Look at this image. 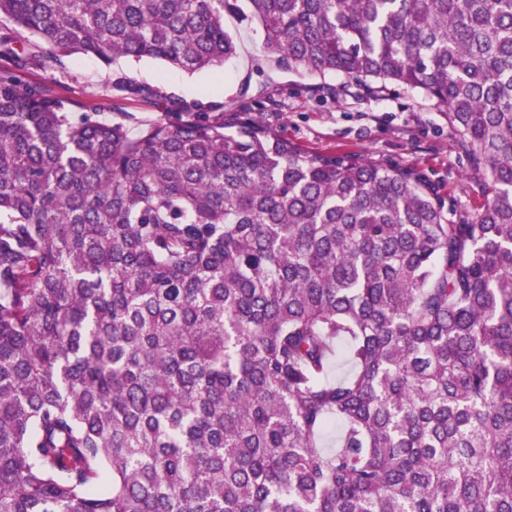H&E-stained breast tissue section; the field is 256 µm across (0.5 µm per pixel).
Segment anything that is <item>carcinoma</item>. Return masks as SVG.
Wrapping results in <instances>:
<instances>
[{
    "label": "carcinoma",
    "mask_w": 512,
    "mask_h": 512,
    "mask_svg": "<svg viewBox=\"0 0 512 512\" xmlns=\"http://www.w3.org/2000/svg\"><path fill=\"white\" fill-rule=\"evenodd\" d=\"M227 16L260 73L445 109L481 211L199 102L131 136L25 75L211 68ZM0 512H512V0H0Z\"/></svg>",
    "instance_id": "1"
}]
</instances>
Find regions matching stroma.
<instances>
[{
  "instance_id": "35a3bbf8",
  "label": "stroma",
  "mask_w": 512,
  "mask_h": 512,
  "mask_svg": "<svg viewBox=\"0 0 512 512\" xmlns=\"http://www.w3.org/2000/svg\"><path fill=\"white\" fill-rule=\"evenodd\" d=\"M238 51L230 61L195 73L163 62L129 58L105 66L91 55H71L65 70L28 71L61 95L77 96L101 107L103 120L138 131L145 124L170 118L168 97L223 105L225 123L246 113L269 126L296 148L321 154L386 160L418 172L443 202L477 213L484 203V175L472 169L459 147V136L446 116L417 93L394 87L381 98L340 92L320 100L317 77L267 65L257 73L263 54L259 25L242 27L226 19ZM158 88L160 96L139 100L121 96L112 87L114 75Z\"/></svg>"
}]
</instances>
